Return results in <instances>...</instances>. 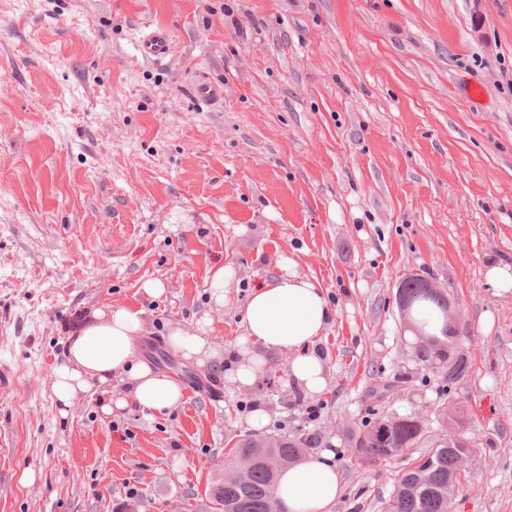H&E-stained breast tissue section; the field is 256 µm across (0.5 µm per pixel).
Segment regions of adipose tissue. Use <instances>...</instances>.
<instances>
[{"label":"adipose tissue","instance_id":"1","mask_svg":"<svg viewBox=\"0 0 512 512\" xmlns=\"http://www.w3.org/2000/svg\"><path fill=\"white\" fill-rule=\"evenodd\" d=\"M96 318V324L70 344L66 362L52 372L61 412H68L80 394L115 382L121 383V393L103 405V413L132 405L154 412L175 408L183 397L181 385L141 360L136 351V340L145 330L140 311L110 305L97 311ZM331 318L322 289L285 263L250 296L244 311L245 343L290 352V380L317 392L325 385V365L315 344ZM332 457L328 451L283 472L275 491L283 512H331L340 490Z\"/></svg>","mask_w":512,"mask_h":512}]
</instances>
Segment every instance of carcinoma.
<instances>
[{
	"mask_svg": "<svg viewBox=\"0 0 512 512\" xmlns=\"http://www.w3.org/2000/svg\"><path fill=\"white\" fill-rule=\"evenodd\" d=\"M400 306L411 312L415 303L429 301L442 313L445 328L442 336L430 334L425 323L413 322V329L421 339L419 360L428 365L448 363L444 374L448 383L463 380L469 371L465 353L458 351L448 356V339L456 329L451 325L452 307L448 298L429 293V281L410 275L399 284ZM457 420L450 419L448 437L424 457L400 472L394 496L387 512H449L448 499L442 496L448 481L460 482L457 460L468 450L466 443L455 432ZM423 433L421 424L409 417L387 416L365 425L349 437L356 464L360 467L387 462L413 447ZM320 445V436L300 429L293 436L275 433L244 435L229 449L224 463L232 465L241 458L251 462L234 482L218 481L210 495L217 512H281L275 496L280 473L285 468L307 458Z\"/></svg>",
	"mask_w": 512,
	"mask_h": 512,
	"instance_id": "obj_1",
	"label": "carcinoma"
}]
</instances>
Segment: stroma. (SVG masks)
I'll return each instance as SVG.
<instances>
[{
  "mask_svg": "<svg viewBox=\"0 0 512 512\" xmlns=\"http://www.w3.org/2000/svg\"><path fill=\"white\" fill-rule=\"evenodd\" d=\"M141 22L170 32L165 60L135 51ZM204 81L223 85L221 108L196 102ZM286 261L333 312L318 393L289 383L278 352L258 351L252 386L229 380L244 306ZM499 263L512 0H0V512H212L258 409L265 431L303 427L333 450V512H385L399 471L444 438L446 407L474 450L451 512H512V292L486 277ZM410 274L456 310L459 383L416 356L397 296ZM109 304L142 311L139 353L177 376L175 409L106 416L98 390L60 416L51 372ZM205 317L212 355L185 360L170 335ZM390 415L417 417L420 441L351 468L349 433Z\"/></svg>",
  "mask_w": 512,
  "mask_h": 512,
  "instance_id": "stroma-1",
  "label": "stroma"
}]
</instances>
